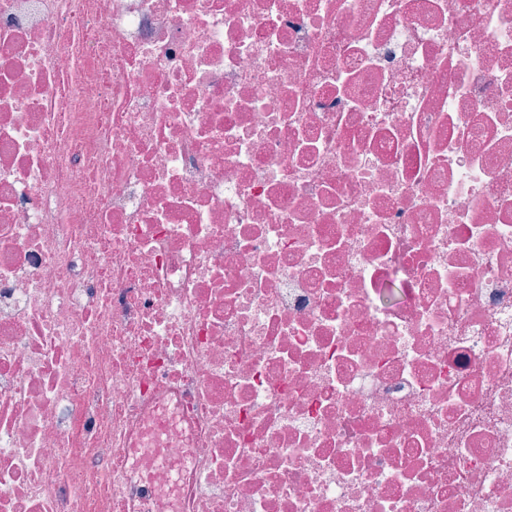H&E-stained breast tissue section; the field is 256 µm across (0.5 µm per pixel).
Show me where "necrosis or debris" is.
Segmentation results:
<instances>
[{"instance_id": "obj_1", "label": "necrosis or debris", "mask_w": 512, "mask_h": 512, "mask_svg": "<svg viewBox=\"0 0 512 512\" xmlns=\"http://www.w3.org/2000/svg\"><path fill=\"white\" fill-rule=\"evenodd\" d=\"M0 512H512V0H0Z\"/></svg>"}]
</instances>
